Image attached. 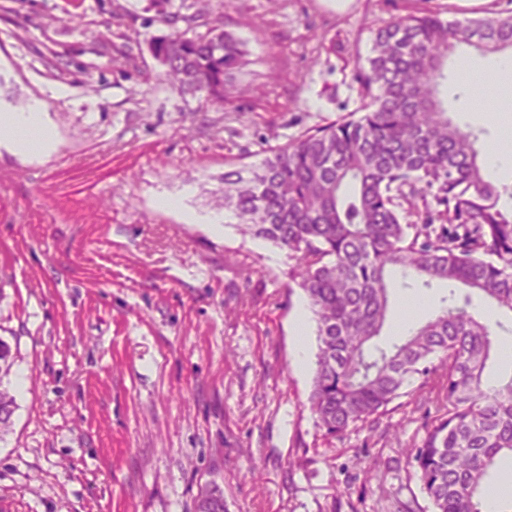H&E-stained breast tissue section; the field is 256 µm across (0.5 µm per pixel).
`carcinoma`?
<instances>
[{"label":"carcinoma","mask_w":512,"mask_h":512,"mask_svg":"<svg viewBox=\"0 0 512 512\" xmlns=\"http://www.w3.org/2000/svg\"><path fill=\"white\" fill-rule=\"evenodd\" d=\"M184 8L149 0L151 21L170 29L149 51L181 92L222 107L248 65L245 43L210 13ZM372 34L353 73L356 111L225 172L214 203L295 260L290 278L317 321L310 408L326 435L383 411L413 376L429 377L437 356L446 404L409 462L434 512H484L488 476L512 456V378L482 384L489 322L470 312V297L445 298L408 335L373 341L388 320L394 270L426 288L460 283L512 313V207L502 203L512 185L486 180L477 136L452 124L437 97L454 44L512 48V10L449 22L416 9ZM13 364L0 338V433L17 408L16 390L3 385ZM197 512H224L223 496L204 491Z\"/></svg>","instance_id":"carcinoma-1"}]
</instances>
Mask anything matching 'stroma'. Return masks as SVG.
Listing matches in <instances>:
<instances>
[{
    "mask_svg": "<svg viewBox=\"0 0 512 512\" xmlns=\"http://www.w3.org/2000/svg\"><path fill=\"white\" fill-rule=\"evenodd\" d=\"M246 43L217 110L162 77L148 0H0V113L44 104L53 147L0 145V338L17 409L0 439V512H434L408 462L434 385L330 437L310 410L317 323L285 250L213 232L225 171L358 106L371 31L409 0H186ZM502 53L461 44L439 97L503 150ZM66 86L72 93L55 96ZM181 199L178 209L161 206ZM447 287L393 277L389 320L418 326Z\"/></svg>",
    "mask_w": 512,
    "mask_h": 512,
    "instance_id": "stroma-1",
    "label": "stroma"
}]
</instances>
